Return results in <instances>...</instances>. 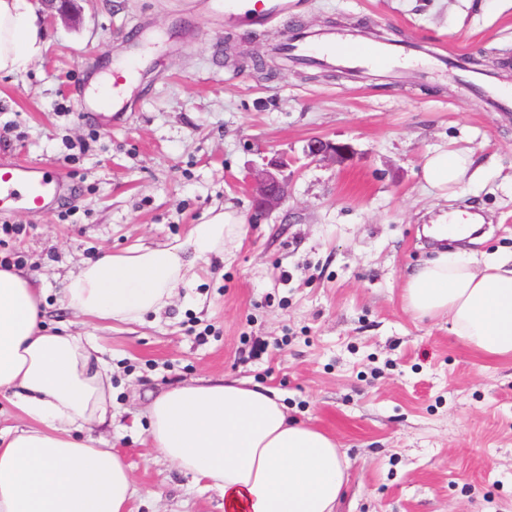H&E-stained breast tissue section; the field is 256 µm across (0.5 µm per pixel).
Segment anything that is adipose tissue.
Wrapping results in <instances>:
<instances>
[{"label": "adipose tissue", "instance_id": "obj_1", "mask_svg": "<svg viewBox=\"0 0 512 512\" xmlns=\"http://www.w3.org/2000/svg\"><path fill=\"white\" fill-rule=\"evenodd\" d=\"M44 45L33 0H0V73L25 70ZM472 155H426L424 181L460 184ZM243 221L222 210L163 248L104 252L65 281L62 302L92 321L140 323L160 315L197 258L224 251ZM419 317H447L478 352L512 358V256L478 261L441 252L405 279ZM34 276L0 268V395L28 423L0 437V512H132L137 494L125 458L86 436L112 416V367L89 338L48 330ZM158 457L224 496L225 512H336L348 461L336 439L289 418L272 389L209 380L161 392L149 404Z\"/></svg>", "mask_w": 512, "mask_h": 512}]
</instances>
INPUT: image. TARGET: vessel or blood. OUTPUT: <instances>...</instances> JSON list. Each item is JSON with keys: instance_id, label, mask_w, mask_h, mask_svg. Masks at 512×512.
Returning <instances> with one entry per match:
<instances>
[{"instance_id": "obj_1", "label": "vessel or blood", "mask_w": 512, "mask_h": 512, "mask_svg": "<svg viewBox=\"0 0 512 512\" xmlns=\"http://www.w3.org/2000/svg\"><path fill=\"white\" fill-rule=\"evenodd\" d=\"M224 15L225 27L232 29L258 28L287 16L288 0H218ZM283 51L301 64L321 66L345 65L352 68L382 65L395 59L389 46L367 44L353 34H337L328 30L300 31L294 39L284 43ZM113 69L112 109L122 111L127 97L121 92L127 74H138L141 57L125 54L118 58ZM59 185L47 172L39 168L13 163L0 164V215L19 208L31 211L43 209L50 198L56 197Z\"/></svg>"}]
</instances>
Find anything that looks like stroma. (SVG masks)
Listing matches in <instances>:
<instances>
[{
    "label": "stroma",
    "mask_w": 512,
    "mask_h": 512,
    "mask_svg": "<svg viewBox=\"0 0 512 512\" xmlns=\"http://www.w3.org/2000/svg\"><path fill=\"white\" fill-rule=\"evenodd\" d=\"M259 31L225 28L212 0H75L47 5L41 55L0 74V162L50 166L65 187L0 257L35 273L50 329L96 339L112 364V426L134 512H224L220 491L148 448L145 410L196 379L274 389L289 413L336 437L350 459L336 512H512V359H488L444 318L417 319L405 276L441 249L512 251V110L491 106L459 61L512 87V0H292ZM336 29L447 55V69L302 65L279 45ZM142 32L147 64L132 112L87 119L78 105L114 52ZM314 138L350 144L343 164L304 158ZM437 149L484 170L449 193L422 177ZM295 157L288 199L198 260L190 287L140 325L106 326L60 306L70 271L102 250L184 237L211 209L248 218L256 166ZM481 216L477 241L440 244L423 226Z\"/></svg>",
    "instance_id": "stroma-1"
}]
</instances>
